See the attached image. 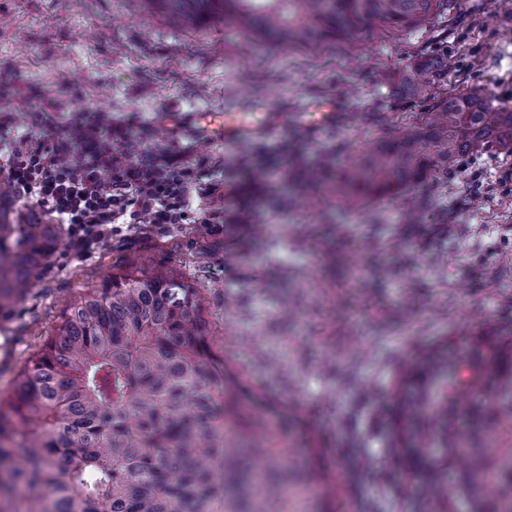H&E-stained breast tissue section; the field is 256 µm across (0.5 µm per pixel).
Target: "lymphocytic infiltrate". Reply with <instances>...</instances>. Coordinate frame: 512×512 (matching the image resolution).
<instances>
[{
	"label": "lymphocytic infiltrate",
	"instance_id": "obj_1",
	"mask_svg": "<svg viewBox=\"0 0 512 512\" xmlns=\"http://www.w3.org/2000/svg\"><path fill=\"white\" fill-rule=\"evenodd\" d=\"M26 118L23 127L13 110L0 111V175L21 207L62 226L73 257H89L126 224L162 230L195 217L223 226L222 182L201 181L168 151L126 161L133 124H113L109 111L95 109L60 129L39 103Z\"/></svg>",
	"mask_w": 512,
	"mask_h": 512
}]
</instances>
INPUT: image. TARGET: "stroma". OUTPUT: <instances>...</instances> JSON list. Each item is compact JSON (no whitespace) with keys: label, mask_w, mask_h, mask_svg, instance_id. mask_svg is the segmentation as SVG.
<instances>
[{"label":"stroma","mask_w":512,"mask_h":512,"mask_svg":"<svg viewBox=\"0 0 512 512\" xmlns=\"http://www.w3.org/2000/svg\"><path fill=\"white\" fill-rule=\"evenodd\" d=\"M451 67L425 97L382 85L415 56ZM15 107L58 104V123L106 109L138 115L140 155L165 140L202 177L239 185L224 231L134 224L76 260L57 247L0 335V397L80 296L125 269H166L200 288L224 359L259 397L283 442L323 448L342 512H420L382 460L385 389L398 367L441 344L512 323V155L465 159L407 200L350 208L308 186L312 170L391 136L443 95L483 89L512 108V0H455L408 29L381 25L317 48L260 40L227 17L176 27L149 0H0V72ZM342 113L302 133L286 116L320 101ZM279 119L274 136L199 144L185 112L219 117L252 105ZM423 219L408 223V203Z\"/></svg>","instance_id":"1"}]
</instances>
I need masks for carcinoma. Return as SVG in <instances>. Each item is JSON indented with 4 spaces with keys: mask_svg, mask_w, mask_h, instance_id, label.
<instances>
[{
    "mask_svg": "<svg viewBox=\"0 0 512 512\" xmlns=\"http://www.w3.org/2000/svg\"><path fill=\"white\" fill-rule=\"evenodd\" d=\"M180 23L215 13L288 45L406 28L455 0H151ZM448 59L398 77L422 97ZM512 154V110L479 89L442 101L366 153L348 157L336 200L398 199L463 157ZM0 187V333L58 226L14 223ZM199 289L132 267L75 300L0 399V512H339L320 448L302 458L256 417L242 379L208 335ZM493 394L487 400V393ZM384 462L420 512H512V324L467 354L446 347L403 364L389 394Z\"/></svg>",
    "mask_w": 512,
    "mask_h": 512,
    "instance_id": "cac0c4a2",
    "label": "carcinoma"
}]
</instances>
